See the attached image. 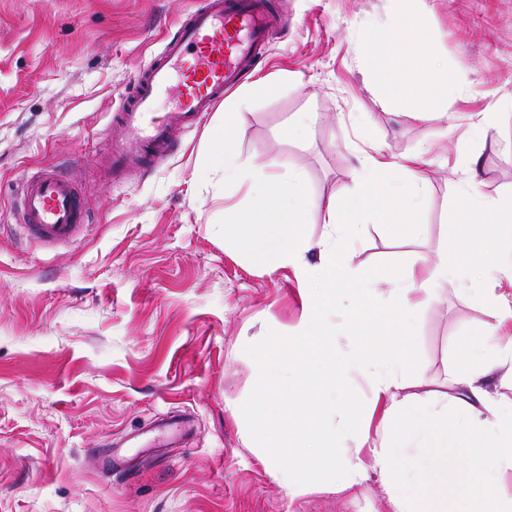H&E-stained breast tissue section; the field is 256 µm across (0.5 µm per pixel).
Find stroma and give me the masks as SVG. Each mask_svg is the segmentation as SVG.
Here are the masks:
<instances>
[{
    "instance_id": "stroma-1",
    "label": "stroma",
    "mask_w": 512,
    "mask_h": 512,
    "mask_svg": "<svg viewBox=\"0 0 512 512\" xmlns=\"http://www.w3.org/2000/svg\"><path fill=\"white\" fill-rule=\"evenodd\" d=\"M199 0H0V512H387L377 476L346 496H288L241 431L260 376L255 342L292 334L304 302L291 270L253 267L224 244V213L250 186L197 179L208 145L239 115L243 161L304 174L328 200L352 187L358 158L422 155L427 238L366 224L351 250L360 269L404 270L440 247L474 265L507 245V226L482 236L451 211L468 201L456 165L478 155L480 190L512 196V0H266L278 16L266 60L224 95L181 151L144 173L111 175L113 114L138 70L158 55ZM416 20L430 35L448 100L423 97L419 69L372 63V37ZM268 92L252 90L255 81ZM420 99L418 116L385 104L392 83ZM497 121L476 141L469 117ZM311 123L296 137L301 114ZM69 175L88 223L73 241L23 235L17 194L45 167ZM492 322L457 282L422 309L407 375L418 393L455 396L450 346ZM186 415L185 442L136 448L146 426Z\"/></svg>"
}]
</instances>
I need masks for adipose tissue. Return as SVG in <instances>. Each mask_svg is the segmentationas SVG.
I'll use <instances>...</instances> for the list:
<instances>
[{
  "label": "adipose tissue",
  "mask_w": 512,
  "mask_h": 512,
  "mask_svg": "<svg viewBox=\"0 0 512 512\" xmlns=\"http://www.w3.org/2000/svg\"><path fill=\"white\" fill-rule=\"evenodd\" d=\"M376 44L378 50L422 63L426 89L434 91L422 26L395 38L377 36ZM240 134L235 113H225L211 140V164L202 172L203 178H219L228 187L248 183L263 188L252 204L225 219L224 239L250 251L264 271L291 269L306 288L304 316L294 335L254 347L262 374L258 408L267 422L314 404L322 414L320 424L297 430L302 444L291 462L268 458L273 474L293 497L306 493L302 466L314 461L330 472L325 489L332 493L348 492L376 474L390 512H449L452 483L465 491L461 512H512V499L494 494L500 475L512 472V399L479 384L498 369L500 385L512 386V336L502 333L512 326V250L497 257L499 275L491 281L454 250L441 251L434 261L422 260L418 276L389 269L377 281L359 269L337 267V256L361 235L359 218L365 213H372L376 223L398 225L409 236L426 235V226L418 221L427 188L419 170L421 156L396 166L380 149L363 153L355 187L324 202L306 193L300 170L289 169L281 178L244 162L235 148ZM459 169L472 190L470 216L482 230L491 229L506 209L502 198L478 193L477 157H469ZM310 215L324 226L316 242L302 230ZM450 277L462 292L480 297L495 318L491 324L476 322L468 335L453 340L466 363L464 371L450 378L463 388L453 398L416 393L415 381L406 376L415 317ZM382 281L391 286L384 308L376 304ZM345 296L351 300L348 319L338 324L324 318V309ZM341 329L355 338L345 350L336 347ZM355 376L369 384L371 410L379 417L374 430L357 434L351 431L354 402L348 387ZM347 439L352 442L348 454L337 457V442ZM365 449L373 460L369 468L360 457Z\"/></svg>",
  "instance_id": "ef3b65f1"
}]
</instances>
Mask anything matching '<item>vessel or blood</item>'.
Returning <instances> with one entry per match:
<instances>
[{
    "instance_id": "obj_1",
    "label": "vessel or blood",
    "mask_w": 512,
    "mask_h": 512,
    "mask_svg": "<svg viewBox=\"0 0 512 512\" xmlns=\"http://www.w3.org/2000/svg\"><path fill=\"white\" fill-rule=\"evenodd\" d=\"M270 37L267 13L258 0H202L183 20L161 54L147 63L123 102L125 140L112 150V167L149 170L177 149L176 132L196 126L235 87ZM168 99L157 121L159 99ZM22 230L46 243L73 240L84 226L81 197L72 180L46 169L21 184Z\"/></svg>"
}]
</instances>
